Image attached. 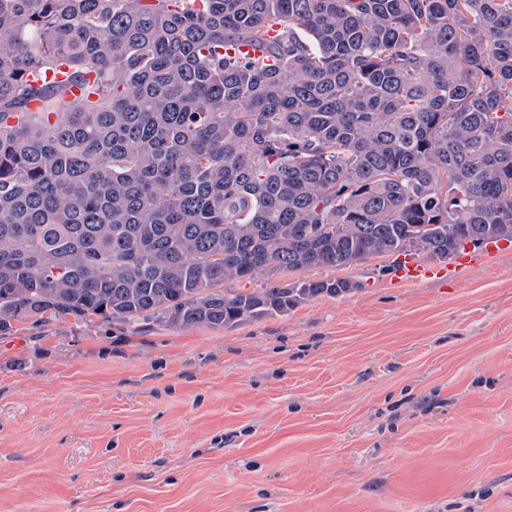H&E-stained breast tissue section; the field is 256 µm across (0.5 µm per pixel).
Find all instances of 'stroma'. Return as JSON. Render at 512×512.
Wrapping results in <instances>:
<instances>
[{
    "mask_svg": "<svg viewBox=\"0 0 512 512\" xmlns=\"http://www.w3.org/2000/svg\"><path fill=\"white\" fill-rule=\"evenodd\" d=\"M230 327L0 337V512H512V249Z\"/></svg>",
    "mask_w": 512,
    "mask_h": 512,
    "instance_id": "1",
    "label": "stroma"
}]
</instances>
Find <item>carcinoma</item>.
I'll return each mask as SVG.
<instances>
[{
    "instance_id": "obj_1",
    "label": "carcinoma",
    "mask_w": 512,
    "mask_h": 512,
    "mask_svg": "<svg viewBox=\"0 0 512 512\" xmlns=\"http://www.w3.org/2000/svg\"><path fill=\"white\" fill-rule=\"evenodd\" d=\"M498 240L512 0H0V336L232 326L358 288L281 270Z\"/></svg>"
}]
</instances>
